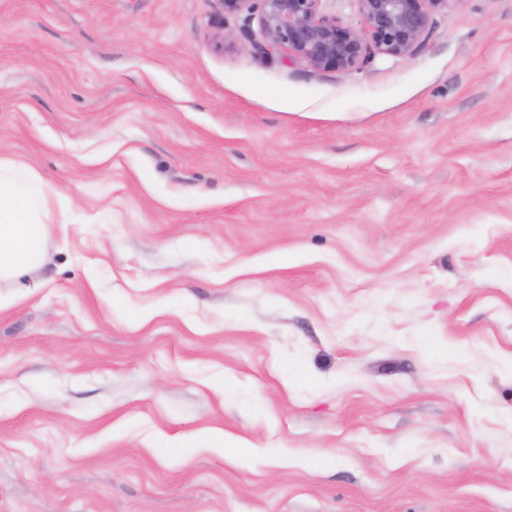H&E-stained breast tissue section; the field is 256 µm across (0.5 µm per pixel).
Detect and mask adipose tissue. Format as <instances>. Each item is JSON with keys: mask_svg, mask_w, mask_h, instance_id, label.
Here are the masks:
<instances>
[{"mask_svg": "<svg viewBox=\"0 0 512 512\" xmlns=\"http://www.w3.org/2000/svg\"><path fill=\"white\" fill-rule=\"evenodd\" d=\"M36 180L29 169L0 174V282L19 296L35 287L33 274L44 258L47 226L35 213L47 197L31 191Z\"/></svg>", "mask_w": 512, "mask_h": 512, "instance_id": "ef3b65f1", "label": "adipose tissue"}]
</instances>
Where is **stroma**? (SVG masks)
<instances>
[{"label": "stroma", "instance_id": "1", "mask_svg": "<svg viewBox=\"0 0 512 512\" xmlns=\"http://www.w3.org/2000/svg\"><path fill=\"white\" fill-rule=\"evenodd\" d=\"M215 0H0V512H512V0L314 71ZM0 162V281L14 288L17 296L37 288L34 272L42 264L47 224L35 213L47 197L39 185L35 195L29 188L38 177L32 170L12 172Z\"/></svg>", "mask_w": 512, "mask_h": 512}]
</instances>
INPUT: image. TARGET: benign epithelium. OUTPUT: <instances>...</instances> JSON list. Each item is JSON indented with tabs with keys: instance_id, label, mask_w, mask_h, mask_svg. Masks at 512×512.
I'll use <instances>...</instances> for the list:
<instances>
[{
	"instance_id": "7a95c632",
	"label": "benign epithelium",
	"mask_w": 512,
	"mask_h": 512,
	"mask_svg": "<svg viewBox=\"0 0 512 512\" xmlns=\"http://www.w3.org/2000/svg\"><path fill=\"white\" fill-rule=\"evenodd\" d=\"M264 39L318 72L351 70L377 55L411 57L435 14L460 0H356L363 27L343 26L322 0H256Z\"/></svg>"
}]
</instances>
